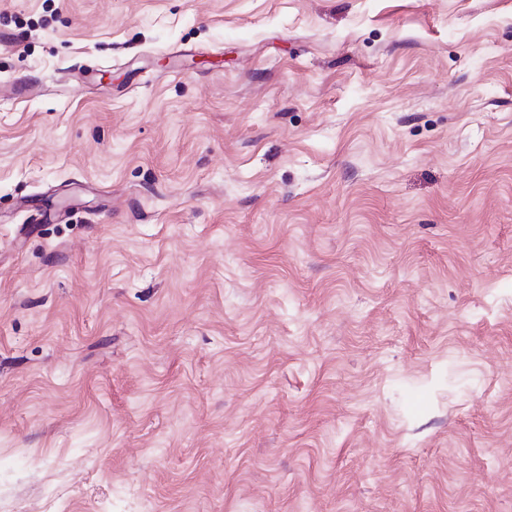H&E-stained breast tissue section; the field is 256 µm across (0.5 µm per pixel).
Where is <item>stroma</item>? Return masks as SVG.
<instances>
[{
    "instance_id": "obj_1",
    "label": "stroma",
    "mask_w": 512,
    "mask_h": 512,
    "mask_svg": "<svg viewBox=\"0 0 512 512\" xmlns=\"http://www.w3.org/2000/svg\"><path fill=\"white\" fill-rule=\"evenodd\" d=\"M0 512H512V0H0Z\"/></svg>"
}]
</instances>
